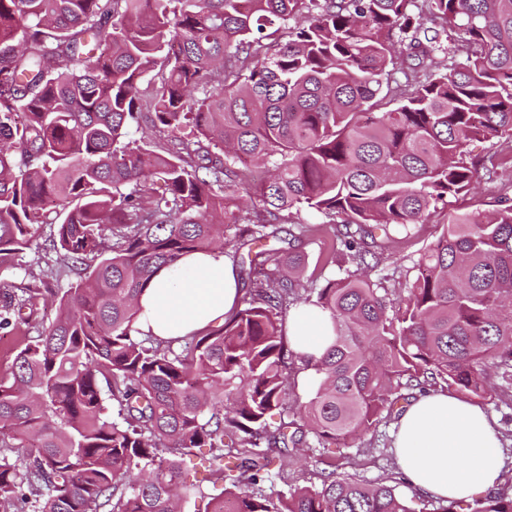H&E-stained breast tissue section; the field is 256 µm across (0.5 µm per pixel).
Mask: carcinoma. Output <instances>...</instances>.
Instances as JSON below:
<instances>
[{"instance_id":"1","label":"carcinoma","mask_w":512,"mask_h":512,"mask_svg":"<svg viewBox=\"0 0 512 512\" xmlns=\"http://www.w3.org/2000/svg\"><path fill=\"white\" fill-rule=\"evenodd\" d=\"M159 65L160 84H144ZM142 121L167 143L130 138ZM505 133L512 0H0V265L52 224L46 249L75 276L61 294H0V328L56 302L0 375V507L411 512L334 456L319 484L286 494L273 465L376 433L427 385L485 401L512 389L508 194L447 214L396 309L371 249L466 197L478 171L512 172L511 156L467 151ZM247 161L268 177L245 185ZM291 209L335 226L323 284L301 283L293 247L272 250L274 273L259 251L261 279L221 326L178 349L132 336L161 268L275 239ZM302 304L335 327L304 429L288 414L282 329ZM195 448L210 449L209 486L185 480ZM466 512H512V494Z\"/></svg>"}]
</instances>
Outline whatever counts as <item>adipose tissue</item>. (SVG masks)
<instances>
[{"mask_svg":"<svg viewBox=\"0 0 512 512\" xmlns=\"http://www.w3.org/2000/svg\"><path fill=\"white\" fill-rule=\"evenodd\" d=\"M241 296L230 258L221 250L186 254L153 278L138 303L139 335L182 338L230 314ZM288 343L307 367L303 384H315L313 365L334 341L328 313L301 305L288 314ZM398 463L420 492L463 499L495 488L504 466L494 421L480 407L446 392H430L406 405L395 424Z\"/></svg>","mask_w":512,"mask_h":512,"instance_id":"obj_1","label":"adipose tissue"}]
</instances>
